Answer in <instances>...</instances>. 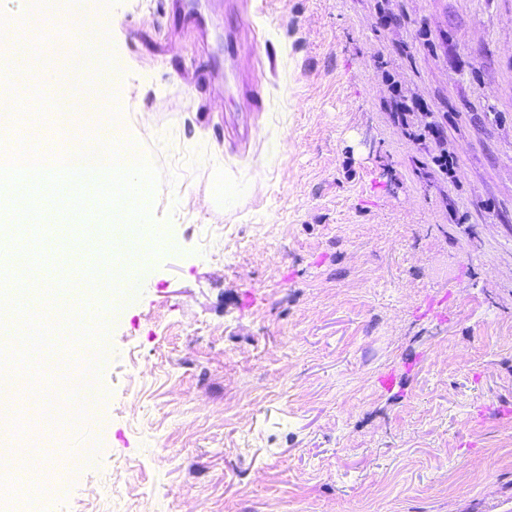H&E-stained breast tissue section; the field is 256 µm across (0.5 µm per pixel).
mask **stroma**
<instances>
[{
	"mask_svg": "<svg viewBox=\"0 0 512 512\" xmlns=\"http://www.w3.org/2000/svg\"><path fill=\"white\" fill-rule=\"evenodd\" d=\"M88 6L163 238L136 298L71 284L102 412L16 444L95 456L0 512H512V0ZM36 200L58 262L110 249Z\"/></svg>",
	"mask_w": 512,
	"mask_h": 512,
	"instance_id": "1",
	"label": "stroma"
}]
</instances>
